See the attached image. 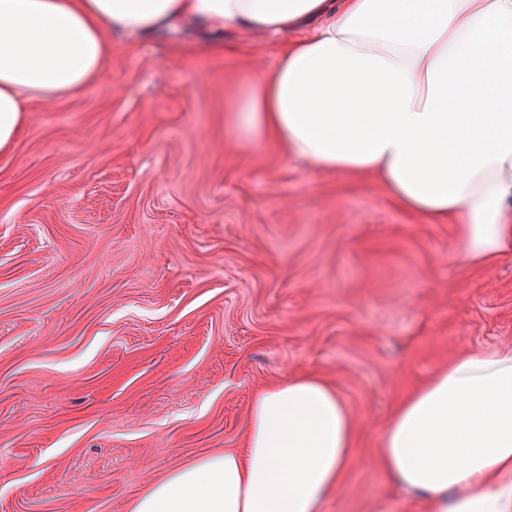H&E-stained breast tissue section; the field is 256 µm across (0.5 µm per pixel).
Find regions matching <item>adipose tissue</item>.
Masks as SVG:
<instances>
[{
  "instance_id": "obj_1",
  "label": "adipose tissue",
  "mask_w": 512,
  "mask_h": 512,
  "mask_svg": "<svg viewBox=\"0 0 512 512\" xmlns=\"http://www.w3.org/2000/svg\"><path fill=\"white\" fill-rule=\"evenodd\" d=\"M309 20L272 71H247L229 135L379 178L404 210L459 225L463 263L511 254L512 0H0V148L27 99L62 100L100 75L106 30ZM355 454L344 401L294 377L256 394L242 450L152 480L130 512H320ZM381 463L428 512H512V348L461 355L403 401Z\"/></svg>"
}]
</instances>
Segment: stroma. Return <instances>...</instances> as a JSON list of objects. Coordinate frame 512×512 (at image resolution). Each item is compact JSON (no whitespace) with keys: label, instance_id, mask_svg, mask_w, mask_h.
<instances>
[{"label":"stroma","instance_id":"obj_1","mask_svg":"<svg viewBox=\"0 0 512 512\" xmlns=\"http://www.w3.org/2000/svg\"><path fill=\"white\" fill-rule=\"evenodd\" d=\"M305 33H115L87 89L28 102L0 149V512H129L311 373L357 443L320 512H423L386 425L457 355L512 348V256L462 264L457 225L374 179L228 135L247 67Z\"/></svg>","mask_w":512,"mask_h":512}]
</instances>
